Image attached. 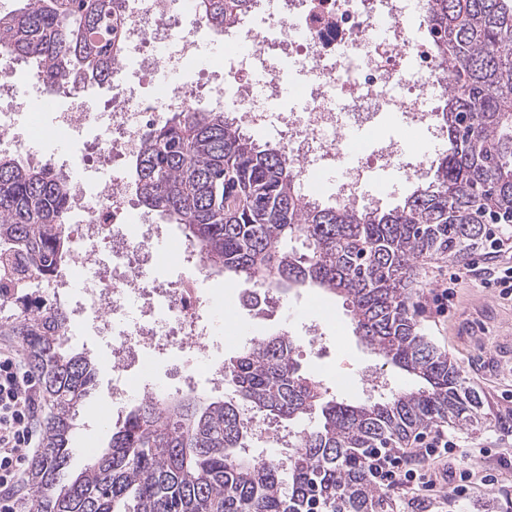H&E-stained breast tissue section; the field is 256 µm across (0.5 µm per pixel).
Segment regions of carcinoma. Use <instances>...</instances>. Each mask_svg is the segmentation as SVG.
<instances>
[{
	"label": "carcinoma",
	"mask_w": 512,
	"mask_h": 512,
	"mask_svg": "<svg viewBox=\"0 0 512 512\" xmlns=\"http://www.w3.org/2000/svg\"><path fill=\"white\" fill-rule=\"evenodd\" d=\"M0 12V51L52 94L111 82L123 59L112 41L127 0H23ZM253 0H201L217 31ZM437 60L449 71L437 113L448 149L432 179L393 208L326 205L304 191L276 143H257L227 112L193 106L153 124L129 169L138 205L167 224L208 267L255 288L309 285L350 308L354 332L421 386L358 404L324 400L300 371L291 337L262 336L224 360V397L191 394L135 404L108 451L72 481L75 418L97 365L67 348L66 312L19 289L0 336L23 348L46 405L43 450L24 473L25 512H384L365 460L440 422L478 430L484 403L459 367L421 334L412 308L416 263L464 259L490 224H512V0H425ZM68 176L0 154V300L5 271L26 262L43 281L72 254ZM296 429L281 463L246 451L247 415Z\"/></svg>",
	"instance_id": "cac0c4a2"
}]
</instances>
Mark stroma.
Instances as JSON below:
<instances>
[{
    "mask_svg": "<svg viewBox=\"0 0 512 512\" xmlns=\"http://www.w3.org/2000/svg\"><path fill=\"white\" fill-rule=\"evenodd\" d=\"M457 268V263L448 258L420 262L414 288L415 317L424 336L454 359L468 386L491 410H511L512 361L503 358L500 344L503 336L512 332V299H501L497 291L471 281L450 284L449 274ZM447 285L454 288V306L441 316L429 306L427 297L430 289ZM204 288L223 298L225 312L236 315L242 327L240 333L225 340L222 358L234 355L250 339L285 328L299 346L302 371L319 374L327 398L346 402L366 400L370 395L368 380L377 374L397 392L416 385L413 377L384 365L382 358L361 343L354 334L350 313L335 296L315 288L276 292L271 299L272 311L264 319L254 320L238 307L237 297L249 290L248 282L218 276L205 282ZM314 323L320 324L324 333V347L318 352L310 350L306 334ZM71 347L97 361V383L76 418V431L89 440L91 456L96 459L107 452L116 426L108 414L112 407V371L102 362L103 348L95 340L81 337ZM451 433L461 447L449 457L448 471L457 473L471 468L491 475L493 485H475L463 498L445 492L434 499H423L415 491L396 488L387 493L394 505L393 512H486L489 502L507 495L512 497V464L502 460L503 453L512 451V432L501 430L490 421L477 431L455 427Z\"/></svg>",
    "mask_w": 512,
    "mask_h": 512,
    "instance_id": "obj_1",
    "label": "stroma"
}]
</instances>
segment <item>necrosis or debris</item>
Wrapping results in <instances>:
<instances>
[{"mask_svg":"<svg viewBox=\"0 0 512 512\" xmlns=\"http://www.w3.org/2000/svg\"><path fill=\"white\" fill-rule=\"evenodd\" d=\"M197 0H131L118 37L122 68L137 79L112 88L102 111L75 102L31 113L17 132L16 63L0 71V150L67 171L74 250L49 281L53 303L78 335L107 340L112 415L157 393L224 388L217 351L236 328L221 298L198 290L206 263L175 243L172 262L154 252L170 240L165 225L138 213L121 167L136 155L149 123L185 110L206 93L215 110L231 109L243 127L267 128L306 188L338 203L359 200L361 185L392 170L424 181L423 145L446 140L434 119L448 93L426 28L407 15V0H281L279 12L257 0L224 31V55L201 61L197 32L206 23ZM154 87L144 98L143 84ZM93 131L81 167L58 142ZM421 143L411 151L409 141ZM191 269L169 277L168 264ZM166 371H159V364Z\"/></svg>","mask_w":512,"mask_h":512,"instance_id":"obj_1","label":"necrosis or debris"}]
</instances>
